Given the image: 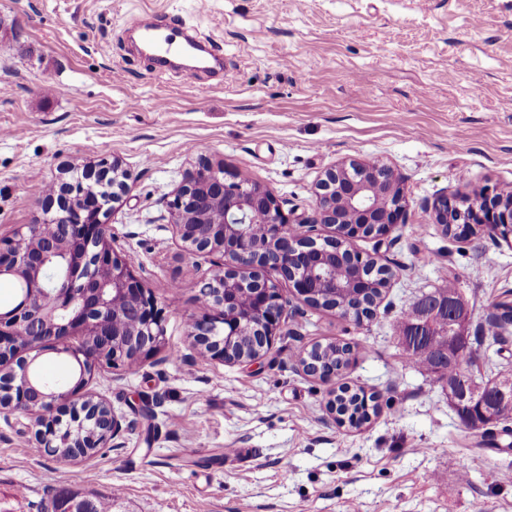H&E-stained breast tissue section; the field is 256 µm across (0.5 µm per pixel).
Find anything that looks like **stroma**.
Returning <instances> with one entry per match:
<instances>
[{"label": "stroma", "instance_id": "1", "mask_svg": "<svg viewBox=\"0 0 512 512\" xmlns=\"http://www.w3.org/2000/svg\"><path fill=\"white\" fill-rule=\"evenodd\" d=\"M140 14L209 38L223 76L159 72L128 27ZM350 157L404 187V224L350 242L393 270L374 317L313 308L285 283L291 312L262 359H188L214 258L185 256L171 227L186 171L209 159L305 218ZM112 159L129 179L108 221L164 309V342L135 370L91 374L126 426L90 459L36 453L31 417L0 413V512H45L61 489L112 512H512V431L468 429L395 331L452 274L468 336L512 304V244L432 217L444 194L512 184V0H0V235L43 220L69 164ZM328 343L351 350L331 384L298 362ZM468 371L512 372V330ZM335 383L377 413L340 422Z\"/></svg>", "mask_w": 512, "mask_h": 512}]
</instances>
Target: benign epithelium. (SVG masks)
Instances as JSON below:
<instances>
[{"mask_svg": "<svg viewBox=\"0 0 512 512\" xmlns=\"http://www.w3.org/2000/svg\"><path fill=\"white\" fill-rule=\"evenodd\" d=\"M46 195V218L0 237V277L23 283V297L0 311V413L21 410L36 425V447L57 460L78 461L104 448L122 430L123 416L104 398L88 391L86 376L97 367L125 368L155 352L164 336L162 308L136 271L132 258L114 248L110 204L119 200L127 174L117 162L93 168L72 165ZM402 181L379 161L350 159L326 170L316 184L313 215L290 218L272 191L244 183L236 173H219L202 160L187 171L169 209L173 230L189 255L218 253V269L197 282L205 310L187 333L197 356L226 363H250L272 346L288 301L280 282L292 284L306 303L334 310L326 288L336 287L330 272L336 264L374 273L387 280L392 269L365 258L347 245L364 237H381L397 227L404 213ZM436 223L487 224L512 242V197L501 189L475 198L448 197L434 204ZM335 229L315 233L317 225ZM376 305L363 301L347 309L358 322L373 317ZM469 317L451 325L448 351L460 355ZM79 335L78 347L63 343ZM66 355L79 369L71 387L39 383L33 374L41 354ZM302 370L324 380L333 368L304 360ZM455 411H466L475 429L486 432L498 423L469 394L446 385Z\"/></svg>", "mask_w": 512, "mask_h": 512, "instance_id": "benign-epithelium-1", "label": "benign epithelium"}]
</instances>
